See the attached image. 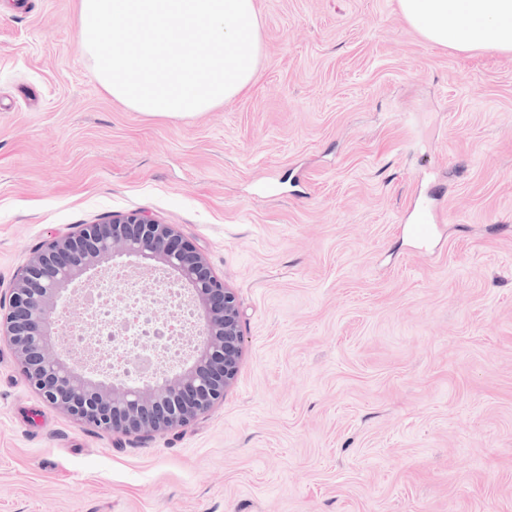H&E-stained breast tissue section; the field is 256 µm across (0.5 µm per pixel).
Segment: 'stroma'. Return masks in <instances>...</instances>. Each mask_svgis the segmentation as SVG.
I'll list each match as a JSON object with an SVG mask.
<instances>
[{
	"mask_svg": "<svg viewBox=\"0 0 512 512\" xmlns=\"http://www.w3.org/2000/svg\"><path fill=\"white\" fill-rule=\"evenodd\" d=\"M255 4L250 88L165 118L94 79L78 0H0V298L50 235L144 211L243 335L223 401L150 437L51 404L0 340V512H512V53L398 0Z\"/></svg>",
	"mask_w": 512,
	"mask_h": 512,
	"instance_id": "obj_1",
	"label": "stroma"
}]
</instances>
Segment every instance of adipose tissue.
Listing matches in <instances>:
<instances>
[{
    "label": "adipose tissue",
    "instance_id": "1",
    "mask_svg": "<svg viewBox=\"0 0 512 512\" xmlns=\"http://www.w3.org/2000/svg\"><path fill=\"white\" fill-rule=\"evenodd\" d=\"M424 38L461 51L512 52V0H398Z\"/></svg>",
    "mask_w": 512,
    "mask_h": 512
}]
</instances>
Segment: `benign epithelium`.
I'll use <instances>...</instances> for the list:
<instances>
[{
	"label": "benign epithelium",
	"instance_id": "benign-epithelium-1",
	"mask_svg": "<svg viewBox=\"0 0 512 512\" xmlns=\"http://www.w3.org/2000/svg\"><path fill=\"white\" fill-rule=\"evenodd\" d=\"M130 266L186 306L196 339L168 372L145 383L89 366L56 320L69 290L110 288ZM29 383L49 402L106 435L152 436L207 413L237 378L241 315L234 289L172 225L134 212L49 237L15 274L0 337Z\"/></svg>",
	"mask_w": 512,
	"mask_h": 512
}]
</instances>
